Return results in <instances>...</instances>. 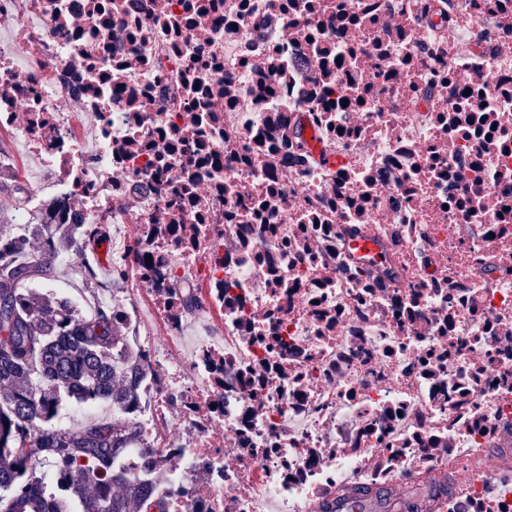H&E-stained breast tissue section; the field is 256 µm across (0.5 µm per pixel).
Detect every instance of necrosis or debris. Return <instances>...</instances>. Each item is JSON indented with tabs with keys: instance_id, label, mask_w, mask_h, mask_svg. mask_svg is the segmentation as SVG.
I'll list each match as a JSON object with an SVG mask.
<instances>
[{
	"instance_id": "1",
	"label": "necrosis or debris",
	"mask_w": 512,
	"mask_h": 512,
	"mask_svg": "<svg viewBox=\"0 0 512 512\" xmlns=\"http://www.w3.org/2000/svg\"><path fill=\"white\" fill-rule=\"evenodd\" d=\"M365 2L0 0L16 223L110 225L117 265L127 225L198 228L126 288L165 332L140 407L169 512H311L458 467L440 512H512L484 464L512 446V0ZM277 117L343 163L286 153ZM347 224L399 278L366 280Z\"/></svg>"
}]
</instances>
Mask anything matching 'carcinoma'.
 I'll return each mask as SVG.
<instances>
[{
  "label": "carcinoma",
  "mask_w": 512,
  "mask_h": 512,
  "mask_svg": "<svg viewBox=\"0 0 512 512\" xmlns=\"http://www.w3.org/2000/svg\"><path fill=\"white\" fill-rule=\"evenodd\" d=\"M100 234L96 224L0 225V512H169L153 478L164 452L128 412L148 378L117 304L86 317L35 285L60 255ZM71 400L107 403L112 419L77 431L56 425ZM137 443L145 451L132 461ZM37 460L57 473L49 490ZM425 480L414 477L406 498L429 496Z\"/></svg>",
  "instance_id": "cac0c4a2"
}]
</instances>
